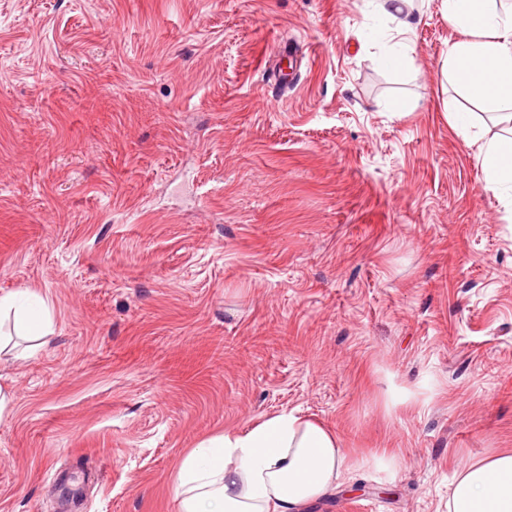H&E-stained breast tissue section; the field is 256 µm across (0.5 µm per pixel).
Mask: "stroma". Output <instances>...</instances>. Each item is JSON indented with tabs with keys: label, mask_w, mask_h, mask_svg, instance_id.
<instances>
[{
	"label": "stroma",
	"mask_w": 512,
	"mask_h": 512,
	"mask_svg": "<svg viewBox=\"0 0 512 512\" xmlns=\"http://www.w3.org/2000/svg\"><path fill=\"white\" fill-rule=\"evenodd\" d=\"M380 4L0 0V296L54 323L0 361V512H175L187 452L282 412L395 455L309 512H448L512 451V208L442 0L402 78Z\"/></svg>",
	"instance_id": "obj_1"
}]
</instances>
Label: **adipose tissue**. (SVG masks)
<instances>
[{"instance_id":"adipose-tissue-1","label":"adipose tissue","mask_w":512,"mask_h":512,"mask_svg":"<svg viewBox=\"0 0 512 512\" xmlns=\"http://www.w3.org/2000/svg\"><path fill=\"white\" fill-rule=\"evenodd\" d=\"M449 23L462 36L451 44L446 75L468 93L452 107V125L476 149L488 188L512 205V0H443ZM382 10L402 15L398 51L382 62L394 72L411 68L404 48L413 30V0H383ZM492 113L503 133L468 136L474 110ZM44 345L54 333L47 303L20 307L0 296V324ZM339 436L322 423L294 414L271 416L247 430L228 431L192 450L175 478L177 512H306L355 467ZM448 512H512V453H494L461 472Z\"/></svg>"}]
</instances>
